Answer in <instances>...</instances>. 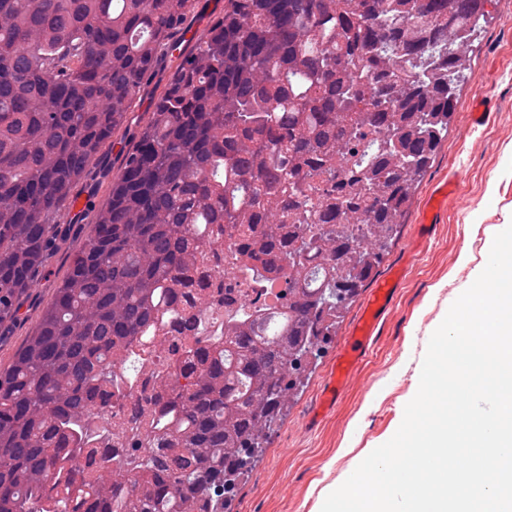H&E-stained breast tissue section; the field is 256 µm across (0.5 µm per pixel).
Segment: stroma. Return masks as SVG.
Returning <instances> with one entry per match:
<instances>
[{"instance_id": "stroma-1", "label": "stroma", "mask_w": 512, "mask_h": 512, "mask_svg": "<svg viewBox=\"0 0 512 512\" xmlns=\"http://www.w3.org/2000/svg\"><path fill=\"white\" fill-rule=\"evenodd\" d=\"M179 62L176 55L161 59L127 114L123 140L101 157L92 177L74 188L63 239L49 262L52 274L37 278L26 291L20 320L0 340V366L33 333L37 315L53 294L56 273L90 233L91 206L104 203L112 167L143 125L152 89L164 85ZM454 87L457 102L448 131L369 280L344 305L332 331L345 335L358 320L373 279L404 268L353 385L332 411L312 419L332 367L329 345L319 344L304 362L297 388L263 448L233 488V512H319L324 488L340 486L354 461L395 434L435 326L472 284L475 270L485 267L487 238L512 222V0H488L470 38L467 67L455 75ZM479 99L490 117L482 125L468 124L466 115ZM446 184L453 193L437 203L435 191Z\"/></svg>"}]
</instances>
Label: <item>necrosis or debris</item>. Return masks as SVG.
Returning a JSON list of instances; mask_svg holds the SVG:
<instances>
[{
    "label": "necrosis or debris",
    "mask_w": 512,
    "mask_h": 512,
    "mask_svg": "<svg viewBox=\"0 0 512 512\" xmlns=\"http://www.w3.org/2000/svg\"><path fill=\"white\" fill-rule=\"evenodd\" d=\"M241 244V239L228 238L223 249L207 251L180 294L182 306L190 311L196 310L198 297H210L212 307L207 318L212 331L219 334L224 331L226 316L235 313L238 306L259 309L285 301L284 273L271 271L264 278L254 279L228 271V254ZM149 357L151 367L139 375L131 389H101L92 395L93 422L111 428L112 435L92 441L84 450L82 468L87 477H96L115 461H130L132 441L146 436L147 415L172 398L170 388L160 382L161 375L174 369L188 373L194 368L188 340L176 325L166 327L155 346L150 347Z\"/></svg>",
    "instance_id": "obj_1"
}]
</instances>
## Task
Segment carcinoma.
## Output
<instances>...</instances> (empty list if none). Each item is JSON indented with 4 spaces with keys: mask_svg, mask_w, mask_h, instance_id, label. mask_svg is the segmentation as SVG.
Listing matches in <instances>:
<instances>
[{
    "mask_svg": "<svg viewBox=\"0 0 512 512\" xmlns=\"http://www.w3.org/2000/svg\"><path fill=\"white\" fill-rule=\"evenodd\" d=\"M487 0H224L154 95L92 231L0 369V512H224L302 361L399 223L454 112ZM196 0H0V326L47 271L62 208L122 132ZM360 190L336 197V179ZM323 187L329 207L315 205ZM288 273L282 308L204 338L178 290L221 236ZM189 330L197 370L151 418L165 459L85 481L91 393ZM53 510H47L48 503Z\"/></svg>",
    "mask_w": 512,
    "mask_h": 512,
    "instance_id": "carcinoma-1",
    "label": "carcinoma"
}]
</instances>
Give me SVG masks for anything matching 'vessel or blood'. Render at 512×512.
I'll list each match as a JSON object with an SVG mask.
<instances>
[{
	"label": "vessel or blood",
	"mask_w": 512,
	"mask_h": 512,
	"mask_svg": "<svg viewBox=\"0 0 512 512\" xmlns=\"http://www.w3.org/2000/svg\"><path fill=\"white\" fill-rule=\"evenodd\" d=\"M399 280V275L395 274L378 282L366 299L359 322L347 336L333 345V369L315 407V415L320 416L334 409L339 396L349 384L352 370L367 353L370 339L390 304Z\"/></svg>",
	"instance_id": "b4317fda"
}]
</instances>
